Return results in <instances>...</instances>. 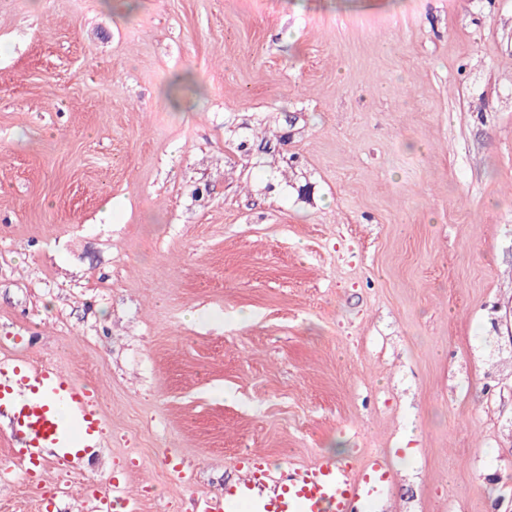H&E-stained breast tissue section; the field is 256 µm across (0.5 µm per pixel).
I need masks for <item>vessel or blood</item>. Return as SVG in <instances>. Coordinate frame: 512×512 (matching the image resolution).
Returning a JSON list of instances; mask_svg holds the SVG:
<instances>
[{
  "instance_id": "obj_1",
  "label": "vessel or blood",
  "mask_w": 512,
  "mask_h": 512,
  "mask_svg": "<svg viewBox=\"0 0 512 512\" xmlns=\"http://www.w3.org/2000/svg\"><path fill=\"white\" fill-rule=\"evenodd\" d=\"M100 395L74 374L13 354L0 355V413L11 414L12 438L31 482L50 461L84 466L100 452L104 421ZM392 481L379 456L359 467L317 459L273 475L245 469L220 497H201L195 512H361Z\"/></svg>"
}]
</instances>
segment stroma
<instances>
[{"mask_svg": "<svg viewBox=\"0 0 512 512\" xmlns=\"http://www.w3.org/2000/svg\"><path fill=\"white\" fill-rule=\"evenodd\" d=\"M511 307L512 0H0V353L105 422L35 489L1 419L0 512L372 454L512 512Z\"/></svg>", "mask_w": 512, "mask_h": 512, "instance_id": "obj_1", "label": "stroma"}]
</instances>
